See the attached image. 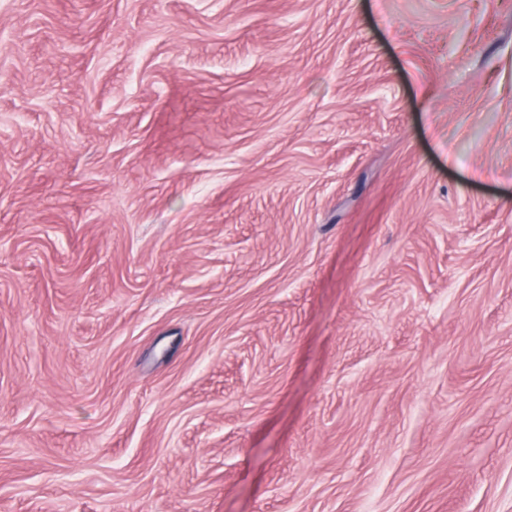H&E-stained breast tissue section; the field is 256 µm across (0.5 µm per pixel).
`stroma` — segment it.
<instances>
[{"label": "stroma", "instance_id": "obj_1", "mask_svg": "<svg viewBox=\"0 0 512 512\" xmlns=\"http://www.w3.org/2000/svg\"><path fill=\"white\" fill-rule=\"evenodd\" d=\"M0 512H512V0H0Z\"/></svg>", "mask_w": 512, "mask_h": 512}]
</instances>
